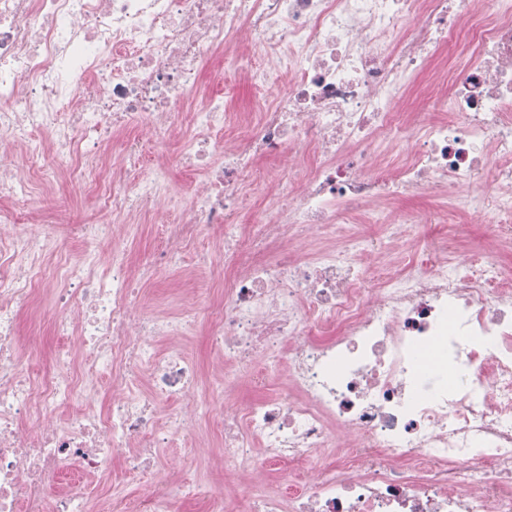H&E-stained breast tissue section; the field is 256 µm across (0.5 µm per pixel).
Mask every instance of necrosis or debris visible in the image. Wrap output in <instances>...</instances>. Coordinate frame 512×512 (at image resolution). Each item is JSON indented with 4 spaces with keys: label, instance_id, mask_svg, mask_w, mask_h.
I'll return each mask as SVG.
<instances>
[{
    "label": "necrosis or debris",
    "instance_id": "necrosis-or-debris-1",
    "mask_svg": "<svg viewBox=\"0 0 512 512\" xmlns=\"http://www.w3.org/2000/svg\"><path fill=\"white\" fill-rule=\"evenodd\" d=\"M455 41L456 63L431 74ZM241 47L263 55L244 68L246 121L198 92L203 62ZM426 74L434 115L396 111ZM275 84L285 94L265 96ZM186 105L184 162L202 177L159 265L134 274L120 240L157 221L168 190L145 149ZM27 153L112 199L110 218L68 228L93 243L80 262L51 263L63 248L37 221ZM285 154L306 157L297 176L258 180L260 158ZM0 193L25 205L0 210V512H184L192 497L224 512L223 487L174 490L160 455L196 448L193 425L224 403L220 386L197 395L173 343L195 316L138 299L186 244L215 238L214 350L259 381L288 369L283 393L224 413L243 512H512V0H0ZM247 194L269 205L243 240ZM416 196L482 218L498 251L460 261L440 242L365 269L423 237L417 212L381 209ZM361 213L380 234L353 230ZM47 289L59 344L37 372L19 326ZM116 463L151 493L94 496L86 477ZM274 466L318 477L268 491L257 477Z\"/></svg>",
    "mask_w": 512,
    "mask_h": 512
}]
</instances>
